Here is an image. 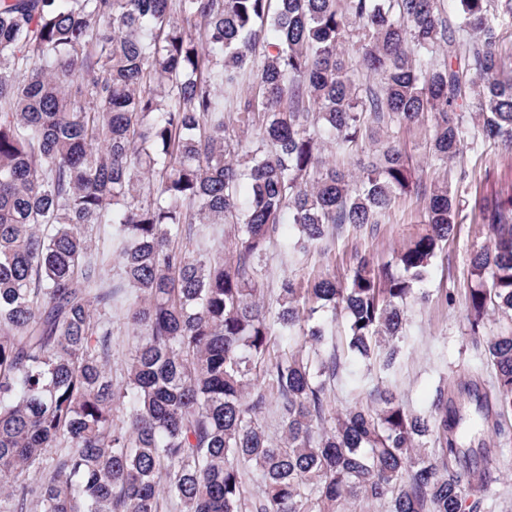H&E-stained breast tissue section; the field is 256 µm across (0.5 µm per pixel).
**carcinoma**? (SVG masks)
Here are the masks:
<instances>
[{"label":"carcinoma","mask_w":512,"mask_h":512,"mask_svg":"<svg viewBox=\"0 0 512 512\" xmlns=\"http://www.w3.org/2000/svg\"><path fill=\"white\" fill-rule=\"evenodd\" d=\"M451 2L0 0V512H482L512 437V181L452 167L482 145L512 163V0ZM421 126L418 161L400 133ZM402 196L425 228L389 261L285 273L267 301L283 224L304 256ZM467 196L491 387L337 405L346 361L394 370ZM217 224L229 260L190 247ZM118 304L135 342L114 378Z\"/></svg>","instance_id":"1"}]
</instances>
